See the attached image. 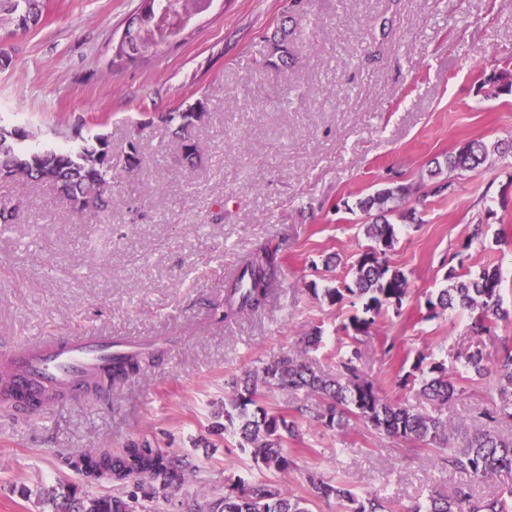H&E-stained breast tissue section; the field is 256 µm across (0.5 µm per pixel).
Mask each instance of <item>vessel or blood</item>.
I'll use <instances>...</instances> for the list:
<instances>
[{"label": "vessel or blood", "mask_w": 512, "mask_h": 512, "mask_svg": "<svg viewBox=\"0 0 512 512\" xmlns=\"http://www.w3.org/2000/svg\"><path fill=\"white\" fill-rule=\"evenodd\" d=\"M136 351L134 344L109 333L46 336L0 354V375L13 392L32 399L40 411L59 396L79 397L89 377Z\"/></svg>", "instance_id": "b4317fda"}]
</instances>
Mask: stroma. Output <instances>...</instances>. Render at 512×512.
Instances as JSON below:
<instances>
[{"label":"stroma","instance_id":"1","mask_svg":"<svg viewBox=\"0 0 512 512\" xmlns=\"http://www.w3.org/2000/svg\"><path fill=\"white\" fill-rule=\"evenodd\" d=\"M285 0H214L170 52L135 66L112 63L138 0H45L40 23L17 28L0 10V127L19 126L31 144L74 145L107 134L114 156L139 144L141 165L117 173L110 210L83 218L46 184L0 181V351L43 336L109 330L134 341L168 339L160 361L106 395L64 399L20 415L0 404V512H46L45 489L80 485L56 456L120 450L146 438L184 456L201 485L160 499L162 512L205 505L253 463L230 435L214 432L226 380L302 347L323 332L313 359L333 371L346 348L341 327L354 309L319 291L336 286L368 244L359 198L389 179L425 184L463 142L501 144L478 169L456 176L452 193L431 196L417 220L398 223L388 253L408 276L400 313L384 314L361 344L358 365L382 394L441 417L459 432L498 403L486 379L467 373L480 347L495 359L512 321L489 335L471 314L429 317L425 301L445 287L461 255L465 270L499 267L512 307V0H306L296 15L284 71L265 67V40ZM391 21L376 37L381 17ZM206 97L202 161L189 168L156 117ZM285 257L265 310L223 323L224 278L264 245ZM443 363L455 384L445 403L399 388L418 355ZM286 488L305 495L307 473L344 479L354 490L392 498L393 512L453 493L460 474L433 451L359 424L326 431L302 423Z\"/></svg>","mask_w":512,"mask_h":512}]
</instances>
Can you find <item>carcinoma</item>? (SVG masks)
Masks as SVG:
<instances>
[{
	"instance_id": "carcinoma-1",
	"label": "carcinoma",
	"mask_w": 512,
	"mask_h": 512,
	"mask_svg": "<svg viewBox=\"0 0 512 512\" xmlns=\"http://www.w3.org/2000/svg\"><path fill=\"white\" fill-rule=\"evenodd\" d=\"M303 2L288 0L281 22L265 36L271 49L268 66L277 71L288 67V45L293 34L288 23L302 10ZM43 8L44 0H10L9 5L21 29L37 23ZM208 117L207 101L203 98L181 104L159 116L161 122L174 128L182 159L199 158L197 133ZM24 137V131L0 127V181L27 179L48 184L80 215H94L109 209L112 173L119 167L128 173L134 172L141 163L137 149L128 158L114 160L109 137L103 133L85 138L72 148H23L18 140ZM489 153L483 141L464 143L448 154V175L438 178L442 173L440 168L430 172L434 181L422 186L416 200L422 202L430 195L451 192L452 177L458 172L479 168ZM412 192V185L393 180L358 202V209L367 219L363 228L370 244L352 264L351 279L325 289V297L333 305H354L362 301V314L352 316L349 323L342 326V331L350 335L353 348L338 359L336 374L321 371L308 358L322 343L321 330L316 328L305 336L301 353L279 354L231 382L228 403L224 404V423L217 422L214 428L232 435L237 447L249 453L260 471L277 473L284 479L294 470L295 454L299 452L297 448L288 447V439L301 436L298 422L288 419L287 414L268 406L264 400L265 391L276 387L301 392L312 400V404H304L297 411L324 430L335 431L353 422L362 423L386 438L431 447L443 467L473 479L512 472V434L504 436L476 427L457 444L446 421L417 413L397 399L382 396L376 384L358 368L357 344L372 337V329L380 317L391 309L399 310L411 291L405 273L389 264L386 252L396 239L395 224L389 221V216ZM281 269L279 247L266 246L254 253L229 279L224 309L216 311L214 317L222 322L264 308ZM446 281L450 282L448 287L441 289L436 298L426 300L429 316L458 309L473 310L477 315L471 322V332L481 337L489 333L491 320L512 315L502 307L498 270L486 268L472 277L452 266ZM150 357L147 351L131 356L112 371L86 381L85 389L98 394L114 387L139 374ZM424 360L425 357H418L412 370L399 379V385L406 387L418 379L424 395L448 401L455 387L447 369L436 362L426 366ZM464 367L477 377L493 379L498 387L499 404L482 418L512 424V345H504L491 365L482 350L476 348L465 356ZM59 461L88 484H108L121 491L89 496L67 486L64 492L49 496L52 512H159L156 507L159 494L183 490L191 482L203 483L199 472L189 470L184 458L154 446L147 439L131 440L116 453L109 450L61 453ZM307 481L311 496L333 498L345 507V512H390L387 498L360 494L338 479L326 480L310 473ZM307 502L308 499L288 492L282 484L228 478L224 492L207 502L206 512H311ZM408 512H512V488L476 499L468 486L460 485L453 496L434 493L427 503L416 504Z\"/></svg>"
}]
</instances>
